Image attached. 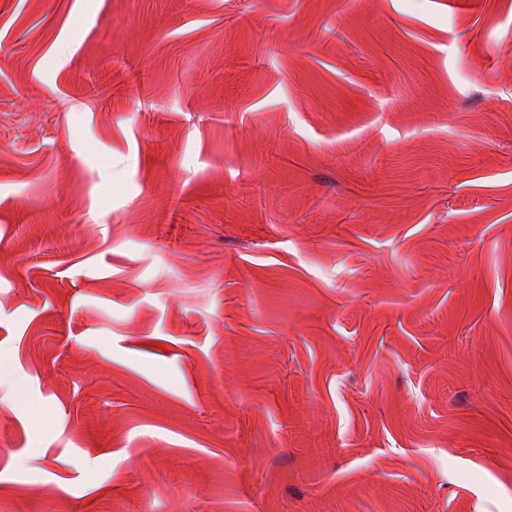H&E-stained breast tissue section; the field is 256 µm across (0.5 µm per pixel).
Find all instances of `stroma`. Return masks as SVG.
<instances>
[{"mask_svg":"<svg viewBox=\"0 0 512 512\" xmlns=\"http://www.w3.org/2000/svg\"><path fill=\"white\" fill-rule=\"evenodd\" d=\"M0 374V512H512V0H0Z\"/></svg>","mask_w":512,"mask_h":512,"instance_id":"1","label":"stroma"}]
</instances>
